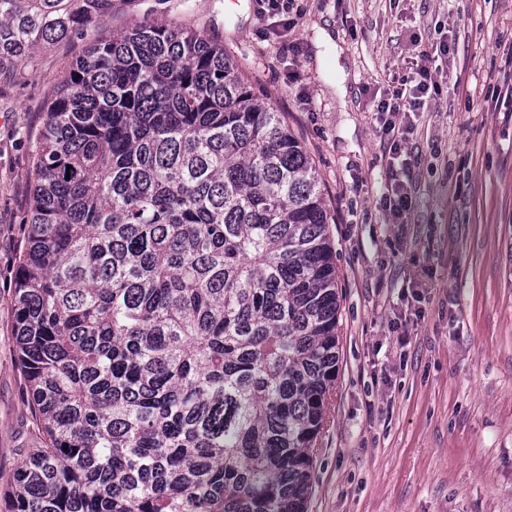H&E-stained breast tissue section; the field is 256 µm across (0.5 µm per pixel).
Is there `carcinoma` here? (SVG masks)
Listing matches in <instances>:
<instances>
[{
	"label": "carcinoma",
	"mask_w": 512,
	"mask_h": 512,
	"mask_svg": "<svg viewBox=\"0 0 512 512\" xmlns=\"http://www.w3.org/2000/svg\"><path fill=\"white\" fill-rule=\"evenodd\" d=\"M111 9L0 0V72ZM328 224L224 51L162 22L92 44L38 149L11 337L44 439L5 512H305L338 360Z\"/></svg>",
	"instance_id": "carcinoma-1"
}]
</instances>
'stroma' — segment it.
Returning <instances> with one entry per match:
<instances>
[{
  "mask_svg": "<svg viewBox=\"0 0 512 512\" xmlns=\"http://www.w3.org/2000/svg\"><path fill=\"white\" fill-rule=\"evenodd\" d=\"M136 20L223 46L320 174L342 299L307 512H512V0H114L1 74L0 483L42 441L11 328L45 114L88 46ZM443 39L438 90L403 122L396 224L375 107ZM390 189L388 188V195L385 196L386 204L388 203L389 214L393 223H403V215L410 208V199L407 184L401 180L397 174L392 173ZM391 192V193H390Z\"/></svg>",
  "mask_w": 512,
  "mask_h": 512,
  "instance_id": "stroma-1",
  "label": "stroma"
}]
</instances>
